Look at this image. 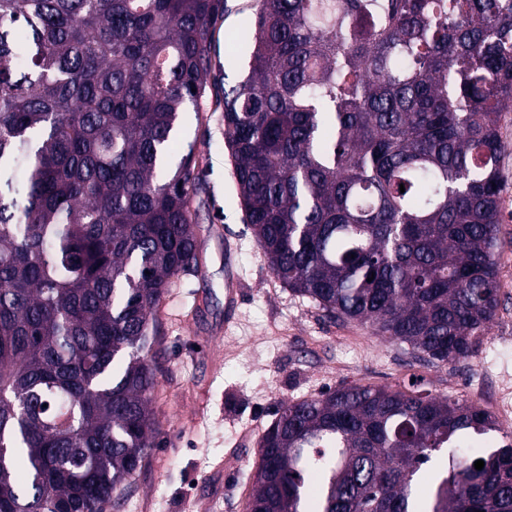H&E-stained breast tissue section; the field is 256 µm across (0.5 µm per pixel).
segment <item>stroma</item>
Instances as JSON below:
<instances>
[{"instance_id": "35a3bbf8", "label": "stroma", "mask_w": 512, "mask_h": 512, "mask_svg": "<svg viewBox=\"0 0 512 512\" xmlns=\"http://www.w3.org/2000/svg\"><path fill=\"white\" fill-rule=\"evenodd\" d=\"M259 0H224L213 61L219 86L239 82L254 43ZM207 91L201 113H183L179 141L202 152L196 229L201 272L177 281L158 314L160 372L152 407L156 448L106 512H245L258 444L282 403L343 386L393 387L424 377L431 394L512 410V222L500 226V305L469 360L433 367L411 347L365 325L329 319L272 275L235 199L224 114ZM237 246L225 256V243ZM243 283L232 327L224 325V277Z\"/></svg>"}]
</instances>
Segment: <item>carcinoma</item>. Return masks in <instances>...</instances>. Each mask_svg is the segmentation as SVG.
<instances>
[{
  "instance_id": "1",
  "label": "carcinoma",
  "mask_w": 512,
  "mask_h": 512,
  "mask_svg": "<svg viewBox=\"0 0 512 512\" xmlns=\"http://www.w3.org/2000/svg\"><path fill=\"white\" fill-rule=\"evenodd\" d=\"M223 17L0 0V512H103L156 447L157 312L202 252L200 155L173 145ZM217 106L283 286L433 365L473 357L500 305L512 0H260ZM424 386L282 405L246 512H512V433L470 452L502 428Z\"/></svg>"
}]
</instances>
